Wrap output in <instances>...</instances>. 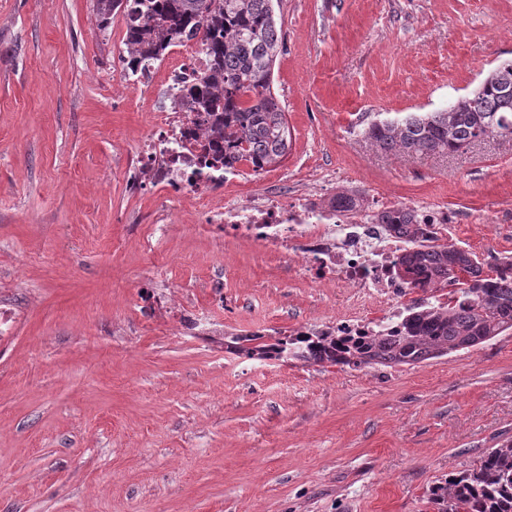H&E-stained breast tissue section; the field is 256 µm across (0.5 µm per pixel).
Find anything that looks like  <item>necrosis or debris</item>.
<instances>
[{
    "label": "necrosis or debris",
    "mask_w": 512,
    "mask_h": 512,
    "mask_svg": "<svg viewBox=\"0 0 512 512\" xmlns=\"http://www.w3.org/2000/svg\"><path fill=\"white\" fill-rule=\"evenodd\" d=\"M209 69L210 58L199 37H184L168 63L170 98L177 102L181 89ZM209 127V122L177 103L171 116L163 117L139 144L138 163L127 173L129 191L136 193L153 184L170 199L192 196L200 207L211 209L205 189L234 182L241 170L210 166ZM328 200L324 192L291 200L275 190L244 204L228 199L224 233L294 253L313 283L338 279L372 301L395 304L411 283L395 267L402 239L379 221L381 212L394 209V202L377 199L358 212L344 214L328 208Z\"/></svg>",
    "instance_id": "4bbe7bcc"
}]
</instances>
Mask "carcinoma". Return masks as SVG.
I'll list each match as a JSON object with an SVG mask.
<instances>
[{
    "mask_svg": "<svg viewBox=\"0 0 512 512\" xmlns=\"http://www.w3.org/2000/svg\"><path fill=\"white\" fill-rule=\"evenodd\" d=\"M127 19L125 45L131 65L160 59L187 34H201L212 67L189 93L197 111L224 139L212 160L230 166L249 162L254 173L280 162L290 132L271 91L272 66L281 33L274 0H93L106 24L119 9ZM358 134L386 153L446 155L486 138H512V60L494 66L469 93L433 112H396L362 124ZM358 191L336 194L332 206L353 211ZM398 209L384 215L389 230L406 232L398 273L416 287H453L446 299L414 302L396 315L393 329L371 336L277 338L235 336L249 358H292L308 364L361 369L414 365L485 344L512 330V257L484 264L470 250L428 237ZM438 512H512V440L490 449L478 464L452 476L433 493Z\"/></svg>",
    "mask_w": 512,
    "mask_h": 512,
    "instance_id": "carcinoma-1",
    "label": "carcinoma"
}]
</instances>
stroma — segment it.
I'll list each match as a JSON object with an SVG mask.
<instances>
[{
    "label": "stroma",
    "instance_id": "1",
    "mask_svg": "<svg viewBox=\"0 0 512 512\" xmlns=\"http://www.w3.org/2000/svg\"><path fill=\"white\" fill-rule=\"evenodd\" d=\"M286 155L211 191L356 187L448 211L447 238L512 256V140L436 156L358 136L512 58V0H279ZM126 21L92 0H0V512H436L433 488L512 439V331L414 366L251 359L231 334L358 309L300 259L229 239L195 201L130 195L169 109L115 72Z\"/></svg>",
    "mask_w": 512,
    "mask_h": 512
}]
</instances>
